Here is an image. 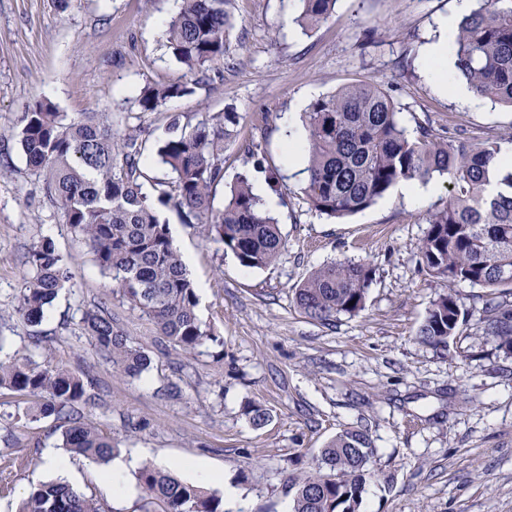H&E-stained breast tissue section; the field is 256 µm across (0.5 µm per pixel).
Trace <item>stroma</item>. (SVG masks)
Wrapping results in <instances>:
<instances>
[{
	"instance_id": "obj_1",
	"label": "stroma",
	"mask_w": 512,
	"mask_h": 512,
	"mask_svg": "<svg viewBox=\"0 0 512 512\" xmlns=\"http://www.w3.org/2000/svg\"><path fill=\"white\" fill-rule=\"evenodd\" d=\"M455 0H337L318 28L302 32L299 0H230L226 55L193 95L153 112L136 99L149 84L182 69L161 38L168 0H0V355L52 361L92 382L83 419L116 448L180 470L193 458L237 490L234 512H289V474L309 471L314 456L346 427L367 428L378 476L360 512H512V357L482 334L481 287L421 272L419 247L430 211L448 197L446 179L431 196L408 203L389 191L343 219L311 210L301 192L303 161L288 162V125L298 99L315 100L361 80L381 82L408 129L429 123L441 140L476 142L512 130V109L482 99L473 106L427 76L424 51ZM46 99L76 116L106 112L114 130H139L148 149L140 167L152 189L165 170L149 148L169 135L172 115H238L224 147V182L238 174L282 177L288 202L275 212L286 240L263 269L240 265L182 223L160 214L193 262L197 314L213 341L194 353L174 349L152 320L114 292L84 243L66 224L18 142L20 119ZM256 140L263 151L247 156ZM50 237L69 260L63 289L39 326L16 312L27 251ZM354 261L375 270L366 307L333 325L305 318L295 290L314 269ZM452 292L467 313L448 350L418 342L416 332L438 294ZM106 306L115 324L151 358L140 377L115 372L81 330L86 311ZM41 344H33V336ZM271 418L255 427L249 403ZM27 397L0 391V512H14L46 480L47 449L60 442L52 419L22 418ZM78 488L109 512H137L141 490L113 495L98 471L77 469Z\"/></svg>"
}]
</instances>
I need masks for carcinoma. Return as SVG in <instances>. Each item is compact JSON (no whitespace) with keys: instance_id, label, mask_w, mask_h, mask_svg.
<instances>
[{"instance_id":"obj_1","label":"carcinoma","mask_w":512,"mask_h":512,"mask_svg":"<svg viewBox=\"0 0 512 512\" xmlns=\"http://www.w3.org/2000/svg\"><path fill=\"white\" fill-rule=\"evenodd\" d=\"M299 2L297 22L311 30L332 15L337 0ZM475 2L477 7L461 18L451 48L453 79L512 108V0ZM228 4L182 0L180 12L164 23L162 39L184 74L143 88L136 99L140 111L153 112L170 99L193 94L199 76L224 62ZM303 121L305 200L328 218L369 208L401 180L448 178V200L427 219L420 268L435 279L486 289L479 296L483 332L497 350L511 356L512 301L504 299L500 287H512V164L502 163V143L512 144V134L473 144L465 138L439 141L425 125L411 133L402 124L401 107L375 80L314 100ZM236 125L233 112L207 115L193 126L172 117L170 137L153 153L170 178L155 182L150 196L143 191L136 135L112 130L108 116L92 112L70 118L54 104L37 101L21 118L20 147L65 222L122 298L147 314L160 334L185 353L215 337L198 318L194 282L159 208L173 205L186 223L232 252L245 268L272 264L285 245L278 220L253 193L247 175L238 176L223 208H214V192L224 183V143L232 139ZM24 264L16 312L34 327L71 276L66 258L48 237L28 250ZM374 274L366 263L330 262L309 274L296 290L295 305L305 317L325 325L340 316L354 317L365 308ZM462 321L460 299L440 294L417 339L445 350ZM82 331L109 357L114 370L138 377L149 367L145 350L125 336L107 311L86 312ZM0 389L30 399L24 417L53 419L70 453L100 463L118 451L110 437L83 421L80 406L91 397L83 377L67 367L0 358ZM373 456L367 429L337 432L319 450L311 471L288 478L291 512H359L365 486L374 477ZM136 479L143 492L142 512H224L220 493L187 484L152 463L144 464ZM17 512L107 510L98 499L55 480L33 487Z\"/></svg>"}]
</instances>
